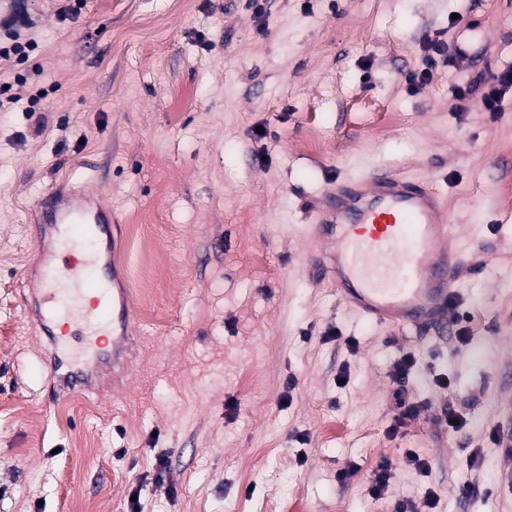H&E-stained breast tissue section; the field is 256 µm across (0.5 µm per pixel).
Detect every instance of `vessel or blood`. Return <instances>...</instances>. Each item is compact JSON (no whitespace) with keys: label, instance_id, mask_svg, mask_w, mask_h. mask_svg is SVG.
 Wrapping results in <instances>:
<instances>
[{"label":"vessel or blood","instance_id":"obj_1","mask_svg":"<svg viewBox=\"0 0 512 512\" xmlns=\"http://www.w3.org/2000/svg\"><path fill=\"white\" fill-rule=\"evenodd\" d=\"M36 211L35 235L46 248L32 311L49 343L59 340L54 304L60 289L92 319L131 328L129 303L114 302L112 256L102 251L112 237L103 202L81 189L63 198L48 190ZM309 235L324 248V271L340 299L358 315L408 335L447 333L458 236L432 188L375 169L345 179L324 195ZM52 357L62 386L81 388L88 364L58 351Z\"/></svg>","mask_w":512,"mask_h":512}]
</instances>
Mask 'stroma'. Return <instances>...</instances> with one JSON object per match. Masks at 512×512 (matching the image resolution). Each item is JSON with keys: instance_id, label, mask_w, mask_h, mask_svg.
Returning <instances> with one entry per match:
<instances>
[{"instance_id": "35a3bbf8", "label": "stroma", "mask_w": 512, "mask_h": 512, "mask_svg": "<svg viewBox=\"0 0 512 512\" xmlns=\"http://www.w3.org/2000/svg\"><path fill=\"white\" fill-rule=\"evenodd\" d=\"M66 5L29 0L24 61L0 32V84L39 98L0 105V512H128L134 490L140 512H394L432 494L431 512H512L495 442L512 435V89L495 114L456 99L512 68V0ZM435 44L450 63L428 65ZM374 168L444 197L467 340L373 325L321 273L307 232L325 193ZM82 180L112 208L121 274L138 261L128 214L153 215L164 294L148 320L127 286L119 361L60 399L21 276L40 263L38 195ZM405 352L418 412L398 427ZM416 363L417 360L415 356L410 352H406L400 357V360L394 365L393 370L389 373L393 384L396 385V389L394 391V396L397 401L396 404L399 409H404L396 419L398 421V425L395 426L398 427L402 424V420L411 416L414 411V407L407 404L405 385L407 383L408 376ZM392 468L385 462L378 466L374 478L369 485L368 495L374 500L385 499L391 490L393 482Z\"/></svg>"}]
</instances>
